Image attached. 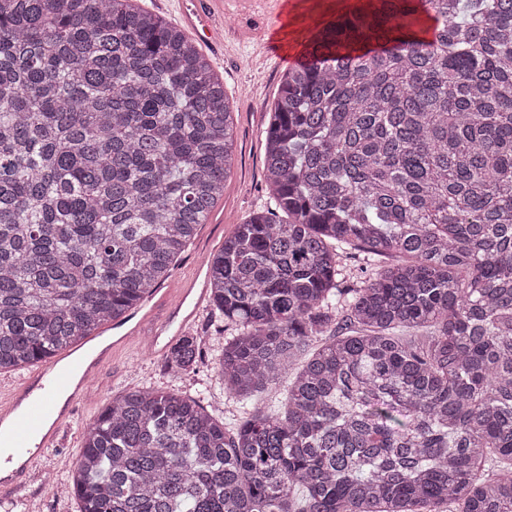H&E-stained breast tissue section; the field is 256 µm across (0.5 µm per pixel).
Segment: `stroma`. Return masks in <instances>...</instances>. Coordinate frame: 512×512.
Instances as JSON below:
<instances>
[{
    "label": "stroma",
    "mask_w": 512,
    "mask_h": 512,
    "mask_svg": "<svg viewBox=\"0 0 512 512\" xmlns=\"http://www.w3.org/2000/svg\"><path fill=\"white\" fill-rule=\"evenodd\" d=\"M361 0H298L288 21L285 49L299 46L308 31L359 5ZM275 19L264 0H256L245 14L228 19L217 14L212 18V36L199 39L201 51L222 78L231 100L235 119V159L224 196L212 211L211 218L199 225L195 237L172 266L165 287L178 289L196 269L206 267L210 257L220 252L225 238L254 211L270 202L265 183L264 130L268 111L278 93L287 65L270 59L263 33ZM224 322L204 306L191 330L203 337L204 359L198 371L172 377L163 368L162 354L147 350L149 336L143 335L130 346L119 349L104 368L100 378L106 391L88 401H80L69 419L62 442L49 449L39 460L24 489L28 499L14 505L0 497V512H79L78 501L61 490L81 453L82 432L92 423L112 397L137 389L174 390L198 397L208 391L206 406H219L225 417L239 415L234 397L213 386L214 361L224 347Z\"/></svg>",
    "instance_id": "obj_1"
}]
</instances>
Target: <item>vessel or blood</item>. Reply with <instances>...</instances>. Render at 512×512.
Masks as SVG:
<instances>
[{"mask_svg": "<svg viewBox=\"0 0 512 512\" xmlns=\"http://www.w3.org/2000/svg\"><path fill=\"white\" fill-rule=\"evenodd\" d=\"M209 11L187 13L191 29H208L213 14L223 12L226 4L237 11L250 9L252 0H212ZM207 298L206 288L190 280L177 294L161 293L152 302H142L137 314L117 325L111 346L103 348L91 360L83 355L69 359L64 366H50L33 373L23 384L0 398V428L11 438L12 451L0 456V490L19 492L35 463L48 448L56 446L70 415V404L84 398L90 380L98 379L99 370L113 351L124 347L138 335L146 323L156 322V336L180 335L199 313Z\"/></svg>", "mask_w": 512, "mask_h": 512, "instance_id": "vessel-or-blood-1", "label": "vessel or blood"}]
</instances>
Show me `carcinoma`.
<instances>
[{
    "instance_id": "cac0c4a2",
    "label": "carcinoma",
    "mask_w": 512,
    "mask_h": 512,
    "mask_svg": "<svg viewBox=\"0 0 512 512\" xmlns=\"http://www.w3.org/2000/svg\"><path fill=\"white\" fill-rule=\"evenodd\" d=\"M304 55L265 131L275 208L208 261L243 417L112 398L67 484L79 512H512V0H366ZM233 148L181 28L133 0H0V371L157 288ZM202 357L187 332L163 364ZM282 382V407L249 409Z\"/></svg>"
}]
</instances>
